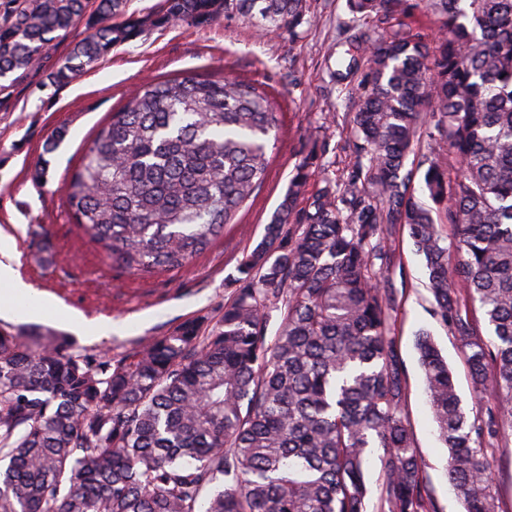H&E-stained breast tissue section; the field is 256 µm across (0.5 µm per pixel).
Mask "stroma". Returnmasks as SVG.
Listing matches in <instances>:
<instances>
[{"label":"stroma","instance_id":"35a3bbf8","mask_svg":"<svg viewBox=\"0 0 512 512\" xmlns=\"http://www.w3.org/2000/svg\"><path fill=\"white\" fill-rule=\"evenodd\" d=\"M317 24L296 41L267 34L240 20H220L202 28L154 29L120 47L88 73L66 86L42 89L41 74L19 82L0 104V236L10 238L12 265L23 281L48 295L59 312L34 315L0 306V326L67 337L84 354L109 350L115 357L140 340L162 335L178 324L205 317L217 321L231 298L226 279L244 252L264 235L289 180L305 157L316 164L344 163L352 140L350 117L336 108V91L327 69L336 63L337 25L346 18V0H312ZM188 72L241 74L276 87L285 112L282 132L272 140L269 179L242 224L228 228L209 251L188 268L146 277L118 270L104 251L78 236L62 204L66 179L76 169L95 131L113 109L143 82ZM66 136L53 153L47 137ZM46 163L48 178L38 183L32 171ZM393 261L385 272L393 292V334L406 364L408 418L422 460L421 479L436 512H464L445 473L447 450L424 395V376L415 347L421 330L431 332L453 374L468 416L478 400L467 356L449 325L435 313L428 275L406 229L390 238ZM111 319L112 334L88 340L75 320ZM493 463L492 491L499 512H512V442L487 443Z\"/></svg>","mask_w":512,"mask_h":512}]
</instances>
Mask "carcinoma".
Here are the masks:
<instances>
[{"instance_id":"1","label":"carcinoma","mask_w":512,"mask_h":512,"mask_svg":"<svg viewBox=\"0 0 512 512\" xmlns=\"http://www.w3.org/2000/svg\"><path fill=\"white\" fill-rule=\"evenodd\" d=\"M347 0L332 80L353 109L349 160L309 188L303 161L202 318L116 359L62 336L0 327V512H368L365 465L383 449V512H435L391 336L389 238L407 229L441 320L467 350L469 419L427 332V401L465 512H498L487 437L512 432V0ZM242 19L300 37L308 0H0V104L82 22L43 86L60 87L163 27ZM275 89L184 74L140 85L98 128L64 188L78 232L138 274L204 254L268 181L284 126ZM432 148L415 164L418 145ZM421 178L431 204L413 195ZM455 229L454 258L442 225ZM280 326L268 335L270 308ZM482 316L491 340L477 338ZM87 35L84 26L80 25L73 29L65 40L53 45L46 53L44 65L46 69L55 66L69 51V49L78 41Z\"/></svg>"}]
</instances>
